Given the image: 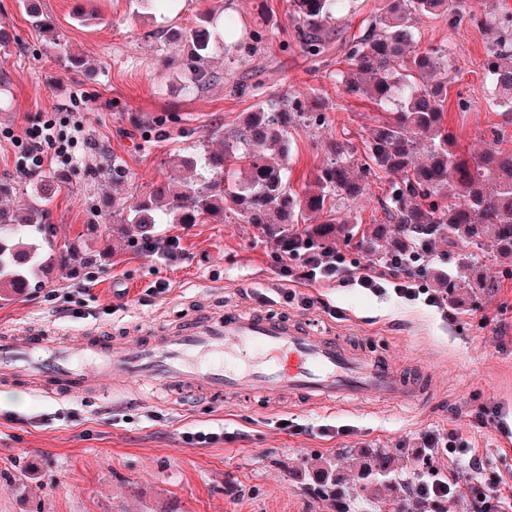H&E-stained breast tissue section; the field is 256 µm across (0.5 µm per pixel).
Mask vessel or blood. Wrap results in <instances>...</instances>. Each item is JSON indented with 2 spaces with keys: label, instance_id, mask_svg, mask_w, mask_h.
<instances>
[{
  "label": "vessel or blood",
  "instance_id": "1",
  "mask_svg": "<svg viewBox=\"0 0 512 512\" xmlns=\"http://www.w3.org/2000/svg\"><path fill=\"white\" fill-rule=\"evenodd\" d=\"M106 378L153 385L170 399L187 390L220 397L247 391L269 401L289 393L332 406L344 399L396 403L418 396L390 365L333 337L233 307L126 347L112 346L93 327L72 345L35 331L0 336V381L26 380L64 397L84 394Z\"/></svg>",
  "mask_w": 512,
  "mask_h": 512
}]
</instances>
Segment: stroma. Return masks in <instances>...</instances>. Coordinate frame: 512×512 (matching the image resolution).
<instances>
[{
  "label": "stroma",
  "instance_id": "1",
  "mask_svg": "<svg viewBox=\"0 0 512 512\" xmlns=\"http://www.w3.org/2000/svg\"><path fill=\"white\" fill-rule=\"evenodd\" d=\"M81 70L61 65L47 35L33 28L21 0H0V183L11 185L0 208L30 195L36 183L17 165L26 132L64 119L84 124L88 146L72 163H53L44 175L63 174L50 208L62 240L79 239V254L56 269L49 288L0 303V329L25 335L42 327L75 341L88 327L115 343L160 335L168 327L227 307L282 313L315 333L334 336L403 372H421L425 391L411 410L379 401L351 403L336 413L305 410L298 399L278 403L247 393L223 401L202 393L180 405L139 393L134 382L55 399L16 382L0 385V512H332L302 489L295 475L305 459L341 448L443 446L449 432L472 450L473 464L512 472V279L480 308L469 302L434 307L393 291L379 295L339 282L303 278L302 259L281 261L272 243L250 224H168L180 241L174 259L131 251L100 227L97 214L113 199L116 215L172 175L169 154L199 155L215 128L232 129L252 111L254 96L238 84L270 87L276 100L321 97L325 126H300L288 138V181L302 190L325 162L328 141L360 144L377 110L346 94L332 75L344 55L339 42L311 60L297 47L270 42L238 60L216 42L209 69L216 80L190 87L172 63L169 28L189 26L197 13L235 15L240 25H288V0H41ZM94 13L81 23L76 8ZM419 46H446L452 82L445 121L456 149L467 152L490 129L512 149V114L491 109L485 71L495 32L467 22L425 18ZM98 224L96 235L86 233ZM312 306L272 300L280 266ZM94 281H86V273ZM168 285L153 295L155 282ZM225 431L224 441L190 445L194 429Z\"/></svg>",
  "mask_w": 512,
  "mask_h": 512
}]
</instances>
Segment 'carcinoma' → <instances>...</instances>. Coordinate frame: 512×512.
I'll return each mask as SVG.
<instances>
[{"instance_id": "1", "label": "carcinoma", "mask_w": 512, "mask_h": 512, "mask_svg": "<svg viewBox=\"0 0 512 512\" xmlns=\"http://www.w3.org/2000/svg\"><path fill=\"white\" fill-rule=\"evenodd\" d=\"M344 0H289L291 29L254 27L239 36L232 15L223 23L210 13L193 25L171 33L181 48L180 62L196 88L211 84L215 75L206 61L223 30L224 54L239 57L255 52L277 38L293 44L310 58L321 57ZM34 28L48 33L65 67L76 70L82 60L70 54L56 34L54 22L34 0H23ZM420 17L466 18L476 27L501 34L487 61L493 109L512 112V14L477 11L468 0H382L367 33L344 41L347 69L336 70V84L346 92L375 104L379 117L364 135V157H355L350 140L329 142L330 157L313 180L299 191L288 187V128L322 118V103L290 100L278 107L260 101L247 120L202 145L206 177L196 173L197 159L170 157L178 172L130 208L112 225L127 246L140 249L160 240L161 224H253L278 250L293 258L329 256L336 240L361 254L384 260H403L413 253L437 256V246H448V259L460 243L476 249L472 256L496 261L501 273H512V150L500 147L497 132L481 139L476 151L460 154L444 125V104L451 80L448 49H420L415 21ZM360 166V175L354 166ZM388 177L381 200L385 220L371 229L354 232L340 210L363 197L364 181L379 173ZM60 176H37L39 188L15 211L0 209V301H13L51 285L50 273L70 263L78 242L59 241L52 224L50 202ZM437 286L448 302L470 289L471 304L497 287L485 276L461 282L449 273L437 276ZM445 448H414L412 467L400 463L386 448H340L333 458H308L297 478L312 494L327 501L334 512H376L383 500L395 512H448V469L436 460ZM418 488L402 494L405 483Z\"/></svg>"}]
</instances>
